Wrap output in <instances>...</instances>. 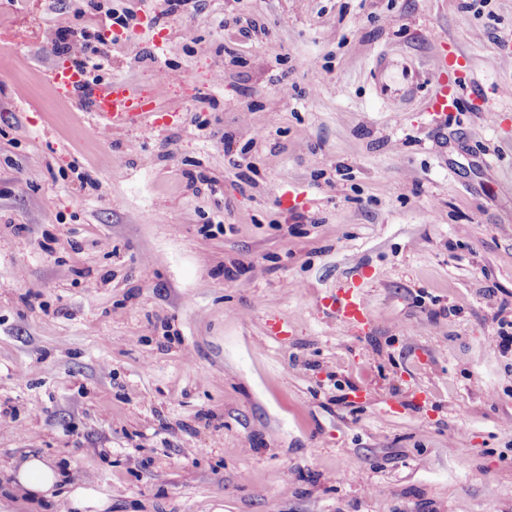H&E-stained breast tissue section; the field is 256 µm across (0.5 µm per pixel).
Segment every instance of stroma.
<instances>
[{
    "label": "stroma",
    "mask_w": 512,
    "mask_h": 512,
    "mask_svg": "<svg viewBox=\"0 0 512 512\" xmlns=\"http://www.w3.org/2000/svg\"><path fill=\"white\" fill-rule=\"evenodd\" d=\"M142 2L0 0V512H512V0ZM57 27L171 125L94 133ZM443 44L457 110L384 104ZM319 305L325 308L337 323L344 326L367 325L373 321L365 293L356 283L322 297ZM15 483L30 497H50L60 482V473L38 456H29L14 472Z\"/></svg>",
    "instance_id": "1"
}]
</instances>
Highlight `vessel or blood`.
<instances>
[{"mask_svg":"<svg viewBox=\"0 0 512 512\" xmlns=\"http://www.w3.org/2000/svg\"><path fill=\"white\" fill-rule=\"evenodd\" d=\"M469 75L468 66L460 64L455 55L440 51L435 53L425 71H412L407 79L412 84L423 77L432 82L433 91L426 110L431 115L442 116L457 109V89ZM51 81L67 90L78 105L89 113L94 132L109 133L135 125L151 131L160 122L158 110L149 108L144 95L128 81L113 79L104 83L92 82L84 73L70 66L54 72ZM319 304L344 326L366 325L373 320L365 293L356 283L322 297Z\"/></svg>","mask_w":512,"mask_h":512,"instance_id":"vessel-or-blood-1","label":"vessel or blood"}]
</instances>
